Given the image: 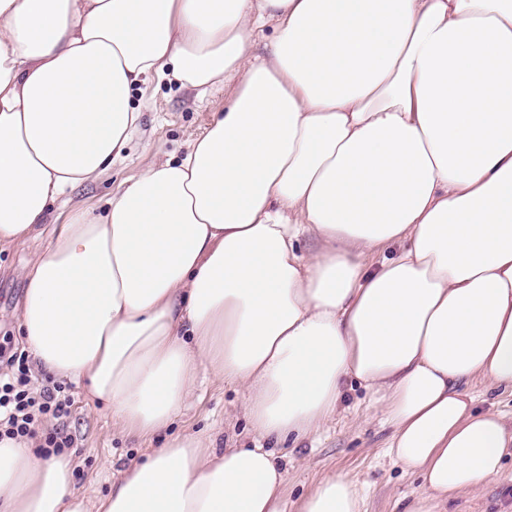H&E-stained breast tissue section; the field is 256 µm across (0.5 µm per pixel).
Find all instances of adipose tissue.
<instances>
[{
    "instance_id": "ef3b65f1",
    "label": "adipose tissue",
    "mask_w": 512,
    "mask_h": 512,
    "mask_svg": "<svg viewBox=\"0 0 512 512\" xmlns=\"http://www.w3.org/2000/svg\"><path fill=\"white\" fill-rule=\"evenodd\" d=\"M155 77L224 109L60 225L25 348L143 442L204 377L238 386L260 444L173 437L91 508L68 456L0 440V512H364L336 473L289 502L264 445L350 380L423 480L404 512L497 479L512 425L467 385L512 391V0H0V248L111 168Z\"/></svg>"
}]
</instances>
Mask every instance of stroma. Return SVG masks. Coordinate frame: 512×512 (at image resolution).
I'll use <instances>...</instances> for the list:
<instances>
[{
    "instance_id": "1",
    "label": "stroma",
    "mask_w": 512,
    "mask_h": 512,
    "mask_svg": "<svg viewBox=\"0 0 512 512\" xmlns=\"http://www.w3.org/2000/svg\"><path fill=\"white\" fill-rule=\"evenodd\" d=\"M142 115L140 128L111 170L94 181L78 185L56 201L34 239L0 250V336L12 337L22 347L20 315L27 287L28 267L44 249L56 225L66 223L71 212L104 206L122 186L153 164L181 158L210 121L224 109V90L205 93L185 89L168 80H154L147 92H133ZM71 413L51 421V429L70 438L67 450L73 463V483L88 503L108 493L112 476L130 464L143 461L147 447L112 427L101 404L86 390L72 386ZM170 434L203 436L215 450L250 447L255 443L245 410V397L235 387L206 382L192 407L169 429ZM391 430L380 421L371 396L356 382H347L335 417L313 436L269 441L282 468L288 472L286 490L297 501L311 483L326 474H344L365 483V512H396L397 500L420 493L421 479L405 473L385 454ZM448 512H512V460L502 475L474 493L452 500Z\"/></svg>"
}]
</instances>
